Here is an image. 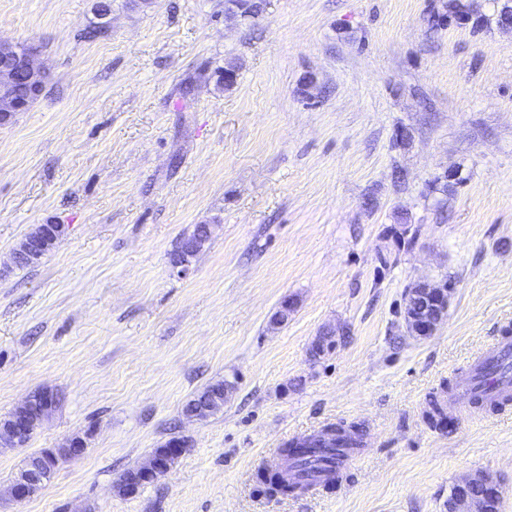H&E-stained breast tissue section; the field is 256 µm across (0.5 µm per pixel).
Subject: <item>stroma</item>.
Segmentation results:
<instances>
[{"label": "stroma", "mask_w": 512, "mask_h": 512, "mask_svg": "<svg viewBox=\"0 0 512 512\" xmlns=\"http://www.w3.org/2000/svg\"><path fill=\"white\" fill-rule=\"evenodd\" d=\"M97 2L0 0V40L50 76L0 127V419L58 399L0 452V512H448L478 472L512 512V406L426 417L512 329V0ZM49 223L54 248L12 267ZM419 281L451 290L427 339L403 328ZM217 380L223 410L187 420ZM336 424L363 431L336 483L272 495L279 448ZM74 436L13 502L25 459ZM173 438L171 469L119 494ZM64 229V225L61 224H41L38 230L27 235L19 244L14 252L15 264H19L22 260L32 266L38 264L45 250L56 243L64 233ZM50 250L48 249L45 254ZM63 450L47 449L44 459L36 466H24L13 479L11 496L16 502H22L41 491L54 473L60 459H72L80 454L81 442L73 439L62 446Z\"/></svg>", "instance_id": "35a3bbf8"}]
</instances>
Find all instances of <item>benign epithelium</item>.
Segmentation results:
<instances>
[{"instance_id": "obj_1", "label": "benign epithelium", "mask_w": 512, "mask_h": 512, "mask_svg": "<svg viewBox=\"0 0 512 512\" xmlns=\"http://www.w3.org/2000/svg\"><path fill=\"white\" fill-rule=\"evenodd\" d=\"M47 70L38 65L34 50L26 52L15 49L12 53L0 57V127L12 122L15 112L26 108L27 101L17 99L16 84L21 80L31 83L30 95L39 96L42 84L39 79ZM64 233L62 224H43L30 233L14 252V262L23 260L31 265L39 263L46 249L53 246ZM211 236V227L202 225L201 232L191 238L185 246V254L194 256L201 251ZM451 289L446 285H434L420 282L407 289L404 325L408 335L424 339L434 335L438 327L447 318ZM43 397L31 395L15 410L11 419L0 427V449L20 446V440L31 434L45 419L46 414L37 407ZM81 442L73 439L58 452L54 449L44 451V459L36 466H24L13 479L11 496L22 502L41 491L54 473L61 459H72L80 454ZM182 444L173 442L164 451L154 455L138 467V472L154 480L167 473L182 453ZM472 477L467 476L456 484V489L448 497V512H474V503L469 488Z\"/></svg>"}]
</instances>
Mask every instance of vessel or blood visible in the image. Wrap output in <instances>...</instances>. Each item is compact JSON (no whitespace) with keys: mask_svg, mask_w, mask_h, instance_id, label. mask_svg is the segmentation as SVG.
Returning a JSON list of instances; mask_svg holds the SVG:
<instances>
[{"mask_svg":"<svg viewBox=\"0 0 512 512\" xmlns=\"http://www.w3.org/2000/svg\"><path fill=\"white\" fill-rule=\"evenodd\" d=\"M512 395V337L495 339L458 380L448 401L461 411L473 410L476 401L495 404Z\"/></svg>","mask_w":512,"mask_h":512,"instance_id":"obj_1","label":"vessel or blood"}]
</instances>
